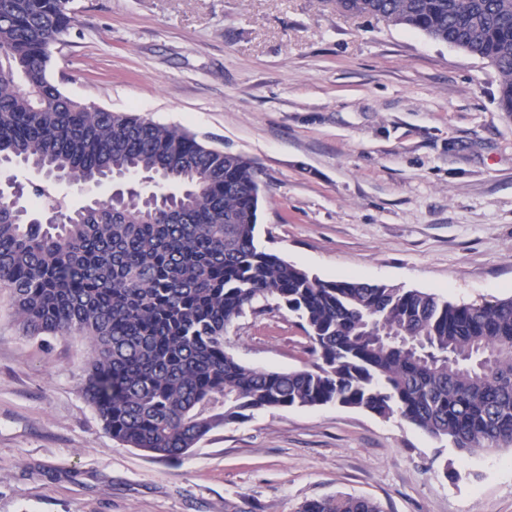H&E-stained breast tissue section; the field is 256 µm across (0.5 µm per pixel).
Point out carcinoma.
I'll return each mask as SVG.
<instances>
[{
	"instance_id": "carcinoma-1",
	"label": "carcinoma",
	"mask_w": 512,
	"mask_h": 512,
	"mask_svg": "<svg viewBox=\"0 0 512 512\" xmlns=\"http://www.w3.org/2000/svg\"><path fill=\"white\" fill-rule=\"evenodd\" d=\"M488 61L512 113V0H345ZM68 0H0V175L38 168L32 205L0 198V288L28 336L93 342L82 392L112 439L173 460L214 429L275 408L336 404L398 415L457 448L512 447V297L453 303L358 280L326 281L256 243L259 171L185 129L96 108L47 74ZM162 176L175 195L70 208L62 185ZM53 211V224L31 212ZM296 314L310 369L253 368L224 331L260 297ZM300 512H382L336 496Z\"/></svg>"
}]
</instances>
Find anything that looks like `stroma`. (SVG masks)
<instances>
[{"label":"stroma","mask_w":512,"mask_h":512,"mask_svg":"<svg viewBox=\"0 0 512 512\" xmlns=\"http://www.w3.org/2000/svg\"><path fill=\"white\" fill-rule=\"evenodd\" d=\"M49 78L185 128L260 171L257 240L323 280L455 303L512 296V113L486 60L336 0H72ZM224 346L311 367L296 315L256 300ZM86 340L32 339L0 291V512H512V447L468 454L397 416L256 412L160 460L113 440L82 394ZM300 512H383L374 501L362 497L336 496L305 502Z\"/></svg>","instance_id":"1"}]
</instances>
